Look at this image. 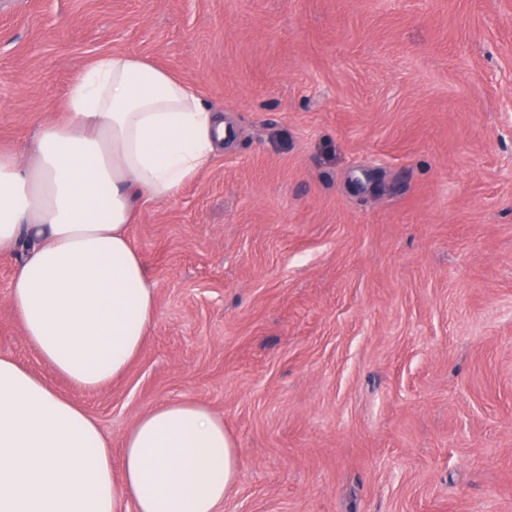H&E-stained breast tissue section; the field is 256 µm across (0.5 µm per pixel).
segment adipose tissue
Instances as JSON below:
<instances>
[{
	"label": "adipose tissue",
	"instance_id": "adipose-tissue-1",
	"mask_svg": "<svg viewBox=\"0 0 512 512\" xmlns=\"http://www.w3.org/2000/svg\"><path fill=\"white\" fill-rule=\"evenodd\" d=\"M66 123L30 158L0 153V256L10 297L52 369L94 390L119 379L155 314L130 226L139 199L174 198L231 135L200 92L138 56H100L72 83ZM240 476L235 439L206 405L166 401L123 439L0 354V512H220Z\"/></svg>",
	"mask_w": 512,
	"mask_h": 512
}]
</instances>
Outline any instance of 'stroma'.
Segmentation results:
<instances>
[{"label":"stroma","instance_id":"1","mask_svg":"<svg viewBox=\"0 0 512 512\" xmlns=\"http://www.w3.org/2000/svg\"><path fill=\"white\" fill-rule=\"evenodd\" d=\"M124 52L238 128L131 226L155 317L82 390L27 342L0 258V352L124 434L176 398L223 418L221 512H512V0H0V151Z\"/></svg>","mask_w":512,"mask_h":512}]
</instances>
